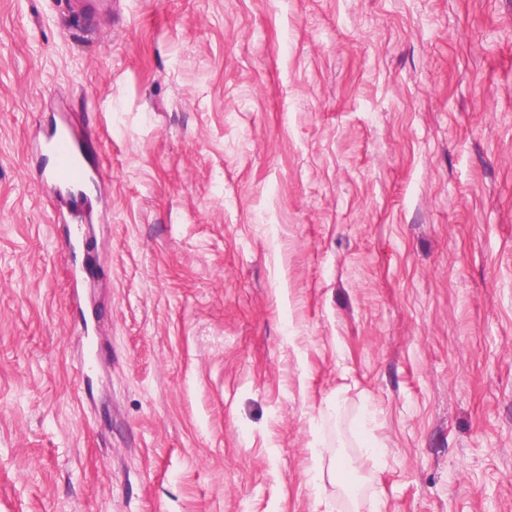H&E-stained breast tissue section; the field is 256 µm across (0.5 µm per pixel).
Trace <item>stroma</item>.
Returning a JSON list of instances; mask_svg holds the SVG:
<instances>
[{"mask_svg":"<svg viewBox=\"0 0 512 512\" xmlns=\"http://www.w3.org/2000/svg\"><path fill=\"white\" fill-rule=\"evenodd\" d=\"M104 5L0 0V512H512V0ZM77 139L78 136L72 130L56 127L31 144L32 150L43 160L42 182L51 195L61 197L70 194L88 177L76 160Z\"/></svg>","mask_w":512,"mask_h":512,"instance_id":"obj_1","label":"stroma"}]
</instances>
